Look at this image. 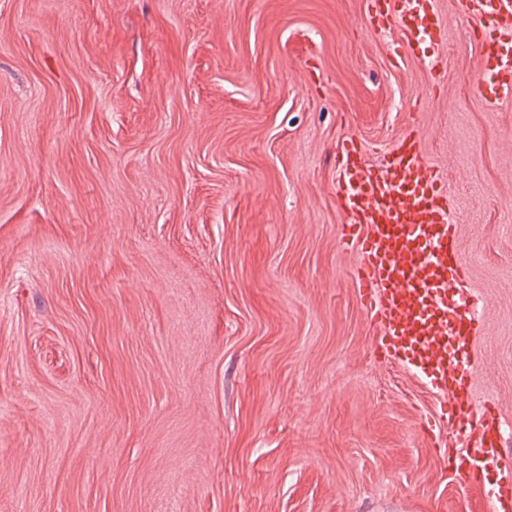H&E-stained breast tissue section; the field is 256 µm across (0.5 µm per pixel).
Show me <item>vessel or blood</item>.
<instances>
[{
    "label": "vessel or blood",
    "mask_w": 512,
    "mask_h": 512,
    "mask_svg": "<svg viewBox=\"0 0 512 512\" xmlns=\"http://www.w3.org/2000/svg\"><path fill=\"white\" fill-rule=\"evenodd\" d=\"M455 9L476 20L481 34L476 87L491 83L489 106L512 104V0H455ZM365 19L369 32L396 35L395 62L423 64L436 83L446 78L447 31L436 0H365ZM336 172L344 237L361 244L356 278L378 331L379 355L454 399L448 423L462 425L468 449L440 457V466L472 489L484 488L491 473L502 472L498 512H512L501 422L495 408L473 401L468 362L481 319L464 297L458 206L450 201L445 179L430 166L415 129L376 162L360 142L345 140L336 153Z\"/></svg>",
    "instance_id": "vessel-or-blood-1"
}]
</instances>
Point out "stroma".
<instances>
[{"label":"stroma","instance_id":"1","mask_svg":"<svg viewBox=\"0 0 512 512\" xmlns=\"http://www.w3.org/2000/svg\"><path fill=\"white\" fill-rule=\"evenodd\" d=\"M437 8L436 85L364 0H0V512H486L333 190L341 140L418 129L512 458V106Z\"/></svg>","mask_w":512,"mask_h":512}]
</instances>
